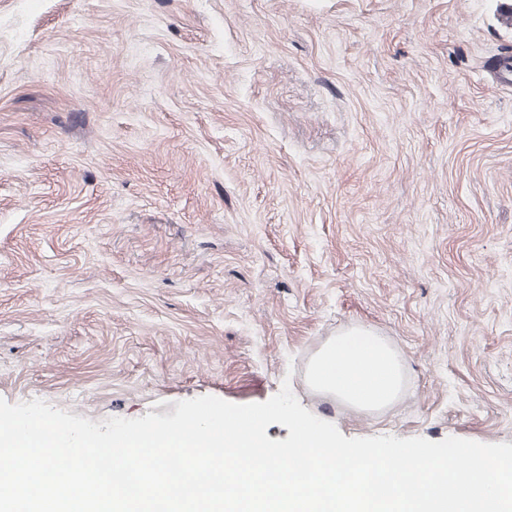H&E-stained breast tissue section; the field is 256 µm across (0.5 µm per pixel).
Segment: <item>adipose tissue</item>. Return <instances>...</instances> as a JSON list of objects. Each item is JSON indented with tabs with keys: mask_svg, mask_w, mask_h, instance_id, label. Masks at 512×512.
Instances as JSON below:
<instances>
[{
	"mask_svg": "<svg viewBox=\"0 0 512 512\" xmlns=\"http://www.w3.org/2000/svg\"><path fill=\"white\" fill-rule=\"evenodd\" d=\"M308 380L317 392L360 410L393 405L404 387L396 351L371 330L352 328L317 352Z\"/></svg>",
	"mask_w": 512,
	"mask_h": 512,
	"instance_id": "obj_1",
	"label": "adipose tissue"
}]
</instances>
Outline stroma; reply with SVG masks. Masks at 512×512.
I'll return each instance as SVG.
<instances>
[{"label":"stroma","mask_w":512,"mask_h":512,"mask_svg":"<svg viewBox=\"0 0 512 512\" xmlns=\"http://www.w3.org/2000/svg\"><path fill=\"white\" fill-rule=\"evenodd\" d=\"M504 3L0 0V398L512 444ZM356 327L379 412L308 383ZM308 380L317 392L360 410L393 405L404 387L396 351L369 329L352 328L317 352Z\"/></svg>","instance_id":"stroma-1"}]
</instances>
